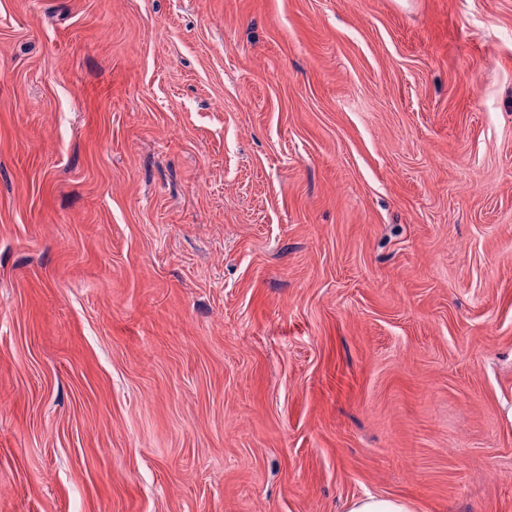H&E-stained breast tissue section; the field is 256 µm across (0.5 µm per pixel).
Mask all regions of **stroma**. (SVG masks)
Returning <instances> with one entry per match:
<instances>
[{"label":"stroma","mask_w":512,"mask_h":512,"mask_svg":"<svg viewBox=\"0 0 512 512\" xmlns=\"http://www.w3.org/2000/svg\"><path fill=\"white\" fill-rule=\"evenodd\" d=\"M512 512V0H0V512ZM348 512H411L404 499L366 494L351 501Z\"/></svg>","instance_id":"stroma-1"}]
</instances>
